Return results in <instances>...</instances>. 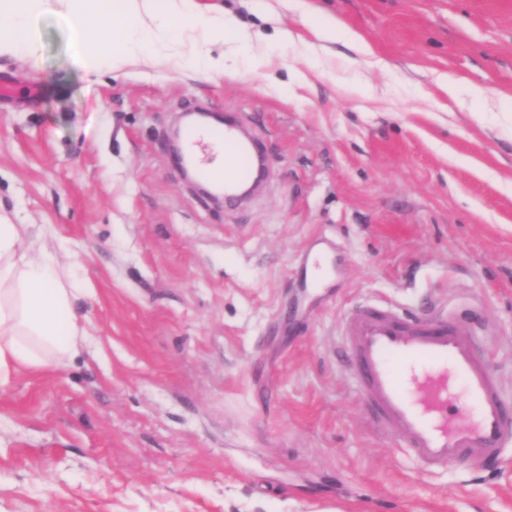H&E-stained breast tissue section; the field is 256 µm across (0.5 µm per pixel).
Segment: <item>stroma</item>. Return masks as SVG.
Returning <instances> with one entry per match:
<instances>
[{
    "label": "stroma",
    "instance_id": "stroma-1",
    "mask_svg": "<svg viewBox=\"0 0 512 512\" xmlns=\"http://www.w3.org/2000/svg\"><path fill=\"white\" fill-rule=\"evenodd\" d=\"M196 2L270 38L334 16L376 62L312 40L256 70L89 73L54 11L33 56L0 57V212L74 267L95 339L0 387V512H512V466L429 473L374 426L337 336L360 302L444 305L512 393V0ZM199 108L264 145L241 205L175 166ZM317 243L335 269L306 288Z\"/></svg>",
    "mask_w": 512,
    "mask_h": 512
}]
</instances>
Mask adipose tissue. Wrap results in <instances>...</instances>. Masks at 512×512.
I'll return each instance as SVG.
<instances>
[{
    "label": "adipose tissue",
    "instance_id": "adipose-tissue-1",
    "mask_svg": "<svg viewBox=\"0 0 512 512\" xmlns=\"http://www.w3.org/2000/svg\"><path fill=\"white\" fill-rule=\"evenodd\" d=\"M35 224L0 219V386L19 369L64 367L87 340L73 301L78 294L53 252L33 246Z\"/></svg>",
    "mask_w": 512,
    "mask_h": 512
}]
</instances>
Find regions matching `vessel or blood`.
I'll list each match as a JSON object with an SVG mask.
<instances>
[{
  "label": "vessel or blood",
  "instance_id": "b4317fda",
  "mask_svg": "<svg viewBox=\"0 0 512 512\" xmlns=\"http://www.w3.org/2000/svg\"><path fill=\"white\" fill-rule=\"evenodd\" d=\"M198 178L219 184L226 204L252 183L263 150L232 122L185 131ZM349 368L377 428L409 449L426 471L462 461L507 463L512 402L489 351L442 318L393 307L351 308L340 326Z\"/></svg>",
  "mask_w": 512,
  "mask_h": 512
}]
</instances>
